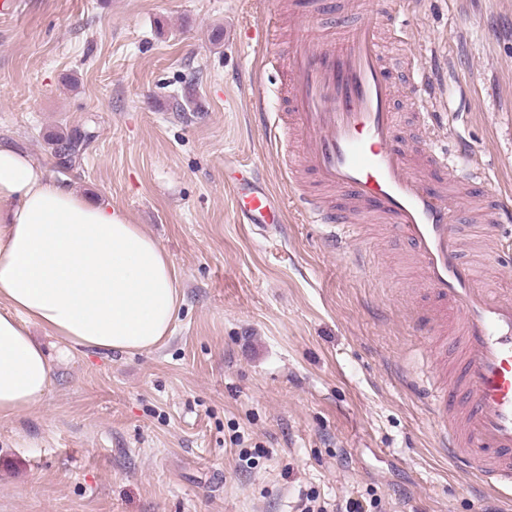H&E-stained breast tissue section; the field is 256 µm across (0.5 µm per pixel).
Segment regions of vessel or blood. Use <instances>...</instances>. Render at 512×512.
Segmentation results:
<instances>
[{
	"mask_svg": "<svg viewBox=\"0 0 512 512\" xmlns=\"http://www.w3.org/2000/svg\"><path fill=\"white\" fill-rule=\"evenodd\" d=\"M405 4L367 0L362 22L339 15L329 28L296 26L286 48L288 117L304 145L305 168L333 196L297 191L291 204L308 223L323 225L327 242L339 249L368 219L407 240L428 285L413 321L421 335L458 354L449 377L429 382L442 446L458 462L479 459L482 478L512 484V294L478 284L447 191L457 185L469 200L487 195L490 182L449 165L434 141L431 112L416 114L427 161L409 164L379 39L384 27L410 38L401 20ZM232 201L238 223L285 221L282 205L253 171L237 176Z\"/></svg>",
	"mask_w": 512,
	"mask_h": 512,
	"instance_id": "b4317fda",
	"label": "vessel or blood"
}]
</instances>
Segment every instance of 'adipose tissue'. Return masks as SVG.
Wrapping results in <instances>:
<instances>
[{"label": "adipose tissue", "mask_w": 512, "mask_h": 512, "mask_svg": "<svg viewBox=\"0 0 512 512\" xmlns=\"http://www.w3.org/2000/svg\"><path fill=\"white\" fill-rule=\"evenodd\" d=\"M178 307L176 270L151 235L0 139V419L47 402L53 366L28 324L130 353L163 343Z\"/></svg>", "instance_id": "ef3b65f1"}]
</instances>
